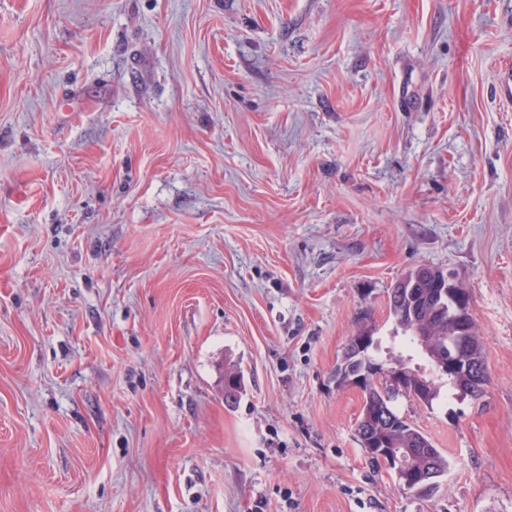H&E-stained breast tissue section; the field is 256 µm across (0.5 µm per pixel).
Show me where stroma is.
I'll return each mask as SVG.
<instances>
[{
    "mask_svg": "<svg viewBox=\"0 0 512 512\" xmlns=\"http://www.w3.org/2000/svg\"><path fill=\"white\" fill-rule=\"evenodd\" d=\"M511 80L512 0H0V512H512ZM422 264L489 375L396 402L429 497L331 377Z\"/></svg>",
    "mask_w": 512,
    "mask_h": 512,
    "instance_id": "35a3bbf8",
    "label": "stroma"
}]
</instances>
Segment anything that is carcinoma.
<instances>
[{"label":"carcinoma","mask_w":512,"mask_h":512,"mask_svg":"<svg viewBox=\"0 0 512 512\" xmlns=\"http://www.w3.org/2000/svg\"><path fill=\"white\" fill-rule=\"evenodd\" d=\"M448 273L422 264L407 272L406 278L415 281V287L403 288L396 282L391 288L389 314L395 324L394 334L403 337V346L411 354H398V358H412L417 354L423 358L431 374L436 379L430 381L426 389H420L409 383L402 389H394L385 380L368 374L362 387L363 406L356 421V440L370 460L379 462L378 455L382 447L373 446L370 440L385 436L391 445L399 448H424L427 457L420 464L428 466L440 479L448 473V457L443 454L429 437L410 420L401 415L395 406L398 397L404 396L425 407L433 406L441 393L442 385L452 390H466L468 384L465 376L441 378L440 367L431 359V355L440 353L448 356V329L453 325V317L448 313V302L441 298L440 283L445 281ZM431 327L429 336V352H424L416 343V330L423 326ZM377 365L370 353V348L357 349L355 338H350L332 376L336 379V387L350 385V379L358 370ZM242 390V377L235 370L224 372V396L233 398Z\"/></svg>","instance_id":"1"}]
</instances>
